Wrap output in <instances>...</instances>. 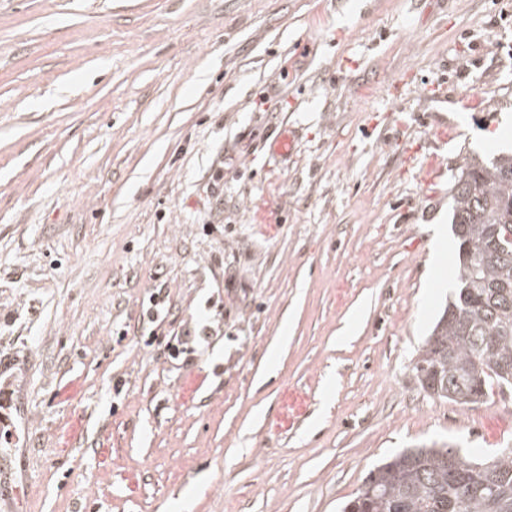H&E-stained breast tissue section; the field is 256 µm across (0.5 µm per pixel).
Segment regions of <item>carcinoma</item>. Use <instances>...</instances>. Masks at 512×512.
Returning a JSON list of instances; mask_svg holds the SVG:
<instances>
[{
  "mask_svg": "<svg viewBox=\"0 0 512 512\" xmlns=\"http://www.w3.org/2000/svg\"><path fill=\"white\" fill-rule=\"evenodd\" d=\"M458 285L415 365L467 407L512 387V151L469 158L450 189ZM346 506L359 512H512V446L406 448L377 466Z\"/></svg>",
  "mask_w": 512,
  "mask_h": 512,
  "instance_id": "cac0c4a2",
  "label": "carcinoma"
}]
</instances>
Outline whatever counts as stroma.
Instances as JSON below:
<instances>
[{"label": "stroma", "instance_id": "35a3bbf8", "mask_svg": "<svg viewBox=\"0 0 512 512\" xmlns=\"http://www.w3.org/2000/svg\"><path fill=\"white\" fill-rule=\"evenodd\" d=\"M509 146L512 0H0V512H341L512 443V390L414 371L453 177ZM159 290L188 360L142 343ZM12 401L10 397L9 381L7 380L2 389L0 383V470H3L7 463L3 444L11 445L17 439V428L14 425L11 414Z\"/></svg>", "mask_w": 512, "mask_h": 512}]
</instances>
